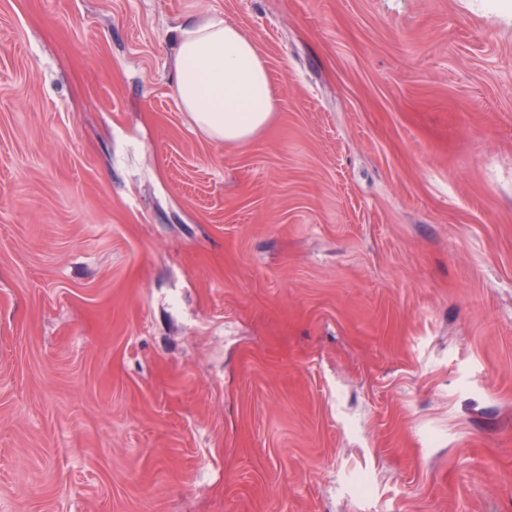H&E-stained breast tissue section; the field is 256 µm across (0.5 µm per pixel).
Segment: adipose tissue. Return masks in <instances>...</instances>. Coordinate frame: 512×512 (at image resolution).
Instances as JSON below:
<instances>
[{
  "label": "adipose tissue",
  "instance_id": "obj_1",
  "mask_svg": "<svg viewBox=\"0 0 512 512\" xmlns=\"http://www.w3.org/2000/svg\"><path fill=\"white\" fill-rule=\"evenodd\" d=\"M172 86L181 110L194 124L227 143L244 141L265 128L276 110L254 44L217 13L177 27Z\"/></svg>",
  "mask_w": 512,
  "mask_h": 512
}]
</instances>
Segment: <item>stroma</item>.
I'll return each mask as SVG.
<instances>
[{"instance_id":"stroma-1","label":"stroma","mask_w":512,"mask_h":512,"mask_svg":"<svg viewBox=\"0 0 512 512\" xmlns=\"http://www.w3.org/2000/svg\"><path fill=\"white\" fill-rule=\"evenodd\" d=\"M0 512H512V0H0ZM175 31L172 86L181 110L225 143L265 128L277 106L254 44L217 13L188 20Z\"/></svg>"}]
</instances>
